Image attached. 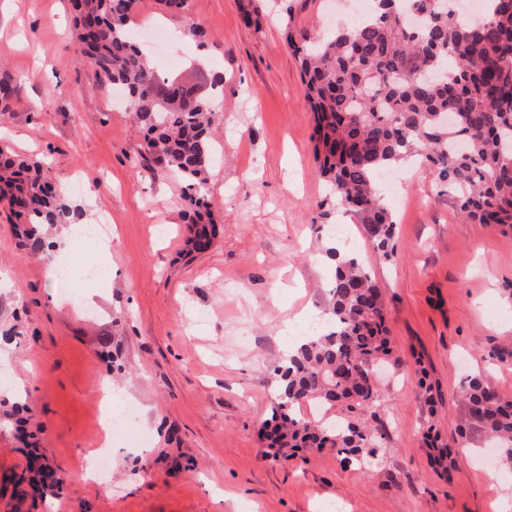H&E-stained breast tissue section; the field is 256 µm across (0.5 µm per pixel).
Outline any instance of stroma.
<instances>
[{"instance_id":"1","label":"stroma","mask_w":512,"mask_h":512,"mask_svg":"<svg viewBox=\"0 0 512 512\" xmlns=\"http://www.w3.org/2000/svg\"><path fill=\"white\" fill-rule=\"evenodd\" d=\"M188 0L185 14L143 0L140 17L170 38L155 49L165 76L199 83L220 119L209 171L216 220L211 248L183 251L181 189L156 165L136 166L143 134L114 89L97 84L72 40L70 0H0V68L15 85L0 115V144L43 161L69 187L82 221L112 222L100 250L112 270L101 288L63 292L55 263L20 247L0 212V512H502L512 475L490 479L480 435L454 444L467 376L480 373L512 399V230L464 222L431 165L399 172L398 255L387 260L366 227L343 212L318 174L313 115L285 45L288 18L312 24L316 0L286 16L282 0ZM201 24L209 48L187 37ZM165 233L156 236L155 225ZM330 224L348 225L382 292L392 354L378 370L379 400L365 411L383 431L370 466L335 449L266 455L261 424L274 402L272 369L288 332L322 313L334 273ZM426 375L433 404L419 395ZM23 381V395L5 389ZM124 390L146 444L106 438L96 420L100 383ZM431 424L455 458L434 463ZM112 459L82 479L103 446ZM67 480L42 492L28 481L26 449Z\"/></svg>"}]
</instances>
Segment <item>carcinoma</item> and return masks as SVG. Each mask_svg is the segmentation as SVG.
I'll use <instances>...</instances> for the list:
<instances>
[{
  "mask_svg": "<svg viewBox=\"0 0 512 512\" xmlns=\"http://www.w3.org/2000/svg\"><path fill=\"white\" fill-rule=\"evenodd\" d=\"M460 0H374L369 19L313 37L295 22L285 39L297 57L314 117L319 173L344 209L358 217L382 257L397 255L396 223L380 175L419 158L454 191L460 215L512 229V0H486L480 20L462 23ZM79 52L100 84L124 90L144 132L140 165H163L183 185L187 251L215 236L207 202L216 123L210 101L185 106L181 84L159 76L133 38L142 0H72ZM11 77L0 75V112L10 107ZM0 202L21 230L22 246L44 248L39 224H68L78 214L46 181L42 164L11 159L0 148ZM319 326L296 339L275 369L281 392L265 421L269 448H334L345 463L378 457L382 432L355 419L378 401L374 362L391 354L381 292L355 252L340 255ZM467 415L457 427L493 439L512 469V400L481 377L464 390ZM315 404L346 417L324 424L294 415Z\"/></svg>",
  "mask_w": 512,
  "mask_h": 512,
  "instance_id": "obj_1",
  "label": "carcinoma"
}]
</instances>
